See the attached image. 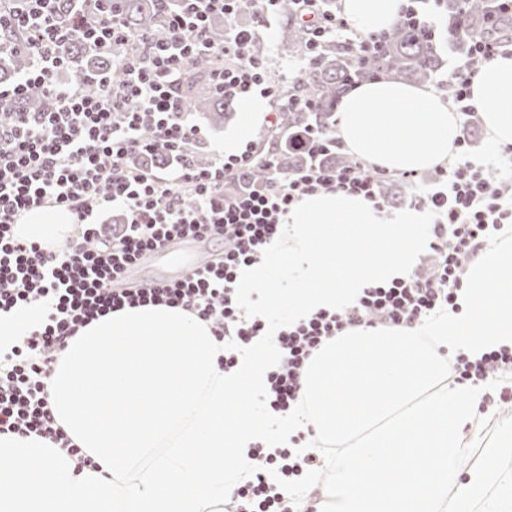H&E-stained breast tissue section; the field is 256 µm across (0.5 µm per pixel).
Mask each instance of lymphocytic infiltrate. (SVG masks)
I'll return each mask as SVG.
<instances>
[{
    "label": "lymphocytic infiltrate",
    "mask_w": 512,
    "mask_h": 512,
    "mask_svg": "<svg viewBox=\"0 0 512 512\" xmlns=\"http://www.w3.org/2000/svg\"><path fill=\"white\" fill-rule=\"evenodd\" d=\"M27 2V10L20 11L16 0H0V28L24 35L31 54L29 67L12 84L0 85V312L33 304L48 311L19 345L0 351V434L50 439L85 465L88 457L56 425L48 392L57 354L79 327L127 306L164 304L209 323L219 341L248 345L263 336L265 326L238 308V272L279 234L282 216L321 189L360 195L379 210L385 205L378 185L386 170L320 163L325 150L341 146L332 127L289 133L291 146L308 152L312 162L285 180H251L250 145L199 165L193 148L203 133L181 93L189 66L203 53L223 57L224 67L212 80L225 106L259 94L268 100L274 124L283 109L305 111L313 104L283 94L284 86L302 81L306 66L295 68L283 83L267 76L261 32L271 10H293L308 50L342 38L357 62L378 49L381 36L349 33L344 16L323 11L321 0H180L179 10L166 12L159 37L132 35L119 11L101 10L83 19V37L104 50L127 46L118 61L124 78L95 89L67 88L56 81L69 40L62 10L57 0ZM215 14L223 15L228 29L220 44L209 35ZM511 44L512 0H495L468 59L448 74L451 100L463 122L474 121L480 110L470 91L478 62ZM35 89L52 99V109L17 110ZM493 169L512 172V147L489 150L478 160L467 143L458 142L448 167L439 171L437 187L417 199L419 208L436 214L426 247L428 272L364 289L354 305L318 311L277 334L282 360L267 375L270 411L296 407L306 366L347 328L412 326L437 309L455 307L468 260L487 246L489 234L512 221V194L490 177ZM43 206L73 215L76 237L64 248L51 251L15 236L18 217ZM181 236L223 241L224 251L174 284L115 287L124 267ZM450 371L461 384L498 381L500 399L512 398V348L478 358L456 355ZM250 457L260 469L234 489L233 512H289L270 472L293 480L316 469L319 460L288 448L270 454L260 445L251 448Z\"/></svg>",
    "instance_id": "lymphocytic-infiltrate-1"
}]
</instances>
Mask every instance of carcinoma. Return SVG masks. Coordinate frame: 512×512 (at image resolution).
Wrapping results in <instances>:
<instances>
[{
    "instance_id": "obj_1",
    "label": "carcinoma",
    "mask_w": 512,
    "mask_h": 512,
    "mask_svg": "<svg viewBox=\"0 0 512 512\" xmlns=\"http://www.w3.org/2000/svg\"><path fill=\"white\" fill-rule=\"evenodd\" d=\"M117 8L128 27L135 33L156 35L161 29V14L158 0H120ZM431 9L444 23L443 35L448 46L456 53L465 55L475 33L481 29L489 12L487 0H436ZM82 10L63 14L64 22L70 29V40L66 52L70 62L63 69L66 83L79 87L87 86L94 79L106 77L114 82L122 80L123 72L112 54L102 51L85 41L77 26ZM280 52L284 56L302 57L307 53L305 39L295 20L294 14H284L279 31ZM30 63L27 50L23 47L0 57V80H10L22 73ZM224 60L211 55L197 58L185 79L183 97L188 111L199 114L219 127L229 118L224 109V96L215 92L210 77L215 68ZM442 57L437 43L429 36H423L410 27L392 26L388 31L381 50L365 58L361 63L352 64L347 47L332 42L318 54L311 64L302 83L290 89L314 104L310 111H284L275 128L266 127L257 131L255 144L258 156L268 151L277 152L276 171L286 174L306 163L305 153L293 149L285 141L284 133L290 129L326 128L332 125L336 102L344 94L349 82L381 81L402 78L422 82L430 80L439 70ZM51 99L35 90L25 99L21 108L33 112L50 104ZM385 199H397L405 195L409 184L405 181L384 179L380 182Z\"/></svg>"
}]
</instances>
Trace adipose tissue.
Returning a JSON list of instances; mask_svg holds the SVG:
<instances>
[{"label": "adipose tissue", "mask_w": 512, "mask_h": 512, "mask_svg": "<svg viewBox=\"0 0 512 512\" xmlns=\"http://www.w3.org/2000/svg\"><path fill=\"white\" fill-rule=\"evenodd\" d=\"M402 0H342L353 31L378 32L394 25ZM471 96L482 105L481 122L492 144L512 145V47L477 73ZM457 114L424 86L399 81L365 83L341 100L337 136L366 163L390 172H422L447 164L455 151ZM18 238L58 249L71 240L70 212L43 207L14 226Z\"/></svg>", "instance_id": "obj_1"}]
</instances>
